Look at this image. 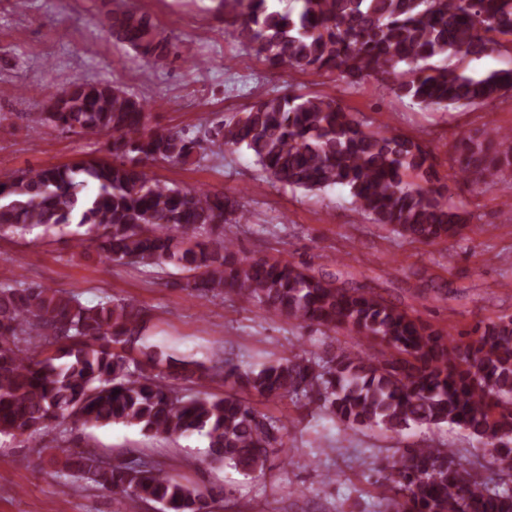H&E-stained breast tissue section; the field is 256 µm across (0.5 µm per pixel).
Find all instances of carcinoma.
<instances>
[{
  "mask_svg": "<svg viewBox=\"0 0 512 512\" xmlns=\"http://www.w3.org/2000/svg\"><path fill=\"white\" fill-rule=\"evenodd\" d=\"M219 0L239 40L271 68L335 73L346 85L375 79L419 106L485 104L512 90V71L471 75L453 54H480L512 43V0ZM112 37L147 59L167 46L151 19L111 0ZM150 103L108 83L76 79L61 111L43 121L62 130L110 135L112 161L29 169L0 177V231L88 225L108 262L174 263L183 288L200 296L232 293L301 326L340 329L385 348L378 358L342 350L292 355L240 371L226 358L184 362L176 377L221 381V398L185 400L169 376L146 374L127 346L145 310L132 301L83 304L74 294L23 281L0 287V433L29 436L65 417L83 426L122 423L156 434L203 433L211 462L247 477L264 474L285 451L284 425L240 396L294 397L351 429L399 432L457 425L487 449L493 483L452 448H400L382 497L385 512H512V316L458 337L443 335L383 297L346 288L293 263L241 253L224 225L248 221L236 197L170 186L150 175L158 162L193 161L197 140L179 129L150 130ZM212 147H246L273 184L317 192L348 189L373 223L428 243L456 236L467 214L435 186L431 153L393 132L370 130L324 95L263 98L211 130ZM466 182L495 183L512 170V135L494 128L459 144ZM219 231L212 243L191 230ZM72 491L89 480L163 512H210L223 490L191 486L152 461L104 463L69 452L57 471Z\"/></svg>",
  "mask_w": 512,
  "mask_h": 512,
  "instance_id": "cac0c4a2",
  "label": "carcinoma"
}]
</instances>
